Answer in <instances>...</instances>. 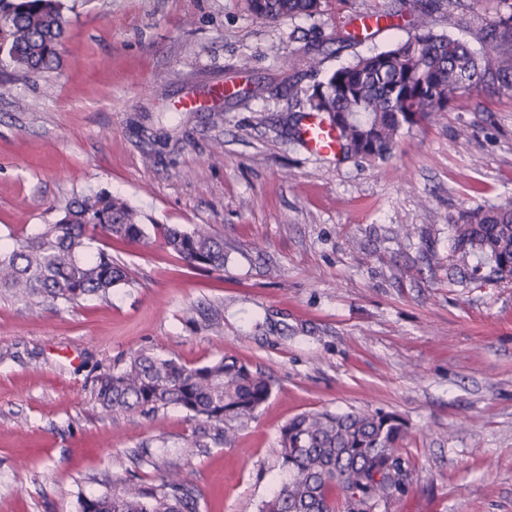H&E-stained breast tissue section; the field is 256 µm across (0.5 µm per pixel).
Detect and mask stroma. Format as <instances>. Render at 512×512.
Listing matches in <instances>:
<instances>
[{
	"mask_svg": "<svg viewBox=\"0 0 512 512\" xmlns=\"http://www.w3.org/2000/svg\"><path fill=\"white\" fill-rule=\"evenodd\" d=\"M65 3L59 68L0 96V247L105 189L146 225L209 226L225 261L114 242L132 282L109 300L0 296V512H79L107 476L153 478L159 453L201 489L200 512H258L285 476L281 426L321 409L408 422L419 480L389 512H512V283L451 266L458 214L512 201V90L458 98L389 159L320 157L293 133L307 56L323 78L385 49L404 29L336 36L412 0H322L278 21L247 0ZM495 7L463 0L434 29L480 50ZM201 302L222 305V331L182 321ZM141 350L190 367L235 354L271 397L228 443L176 407L102 413L98 376Z\"/></svg>",
	"mask_w": 512,
	"mask_h": 512,
	"instance_id": "1",
	"label": "stroma"
}]
</instances>
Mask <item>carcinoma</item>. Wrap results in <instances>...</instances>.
Segmentation results:
<instances>
[{
  "mask_svg": "<svg viewBox=\"0 0 512 512\" xmlns=\"http://www.w3.org/2000/svg\"><path fill=\"white\" fill-rule=\"evenodd\" d=\"M487 23L481 51L437 34L433 14L455 9L460 0H423L406 36L389 48L358 57L316 80L309 111L322 114L336 130L346 157L383 160L404 128L446 111L458 96L489 84L512 88V3ZM259 18L312 16L321 0H248ZM63 0H0V95L11 81L53 69L69 20ZM395 11L365 18L380 30L392 28ZM457 261L473 275L512 282V202L461 212L452 224ZM163 246L191 267H224V242L206 225L160 229ZM140 242L146 238L138 212L107 191L71 200L57 219L15 238L0 249V293L25 302L74 304L87 296L107 300L130 282L126 266L101 239ZM224 322L218 304L190 308L186 323L217 331ZM272 384L241 358L226 354L199 367L148 352L97 378L101 409L117 414L153 415L178 407L201 426V434L229 442L269 399ZM407 422L381 410L304 411L289 419L279 436V459L287 478L259 512H389V506L418 481L403 449ZM158 475L134 483L116 475L105 490L80 500V512H199L198 488L166 461Z\"/></svg>",
  "mask_w": 512,
  "mask_h": 512,
  "instance_id": "obj_1",
  "label": "carcinoma"
}]
</instances>
